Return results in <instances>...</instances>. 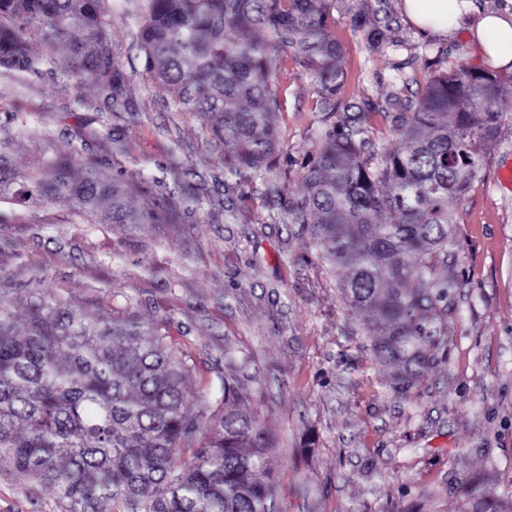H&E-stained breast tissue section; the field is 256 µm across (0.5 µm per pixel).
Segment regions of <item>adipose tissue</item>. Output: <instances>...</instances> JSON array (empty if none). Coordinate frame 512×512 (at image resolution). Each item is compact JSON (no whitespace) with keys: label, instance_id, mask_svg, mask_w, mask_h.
<instances>
[{"label":"adipose tissue","instance_id":"ef3b65f1","mask_svg":"<svg viewBox=\"0 0 512 512\" xmlns=\"http://www.w3.org/2000/svg\"><path fill=\"white\" fill-rule=\"evenodd\" d=\"M403 8L422 33L446 37L469 29L483 65L512 66V15L482 13L474 0H403Z\"/></svg>","mask_w":512,"mask_h":512}]
</instances>
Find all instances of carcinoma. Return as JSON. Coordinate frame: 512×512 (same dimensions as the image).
I'll list each match as a JSON object with an SVG mask.
<instances>
[{"mask_svg":"<svg viewBox=\"0 0 512 512\" xmlns=\"http://www.w3.org/2000/svg\"><path fill=\"white\" fill-rule=\"evenodd\" d=\"M112 0H0V69L23 81L44 68L95 83L103 98L98 134L121 107L107 27ZM331 0H137L146 70L176 88L172 109L191 112L224 150L226 171L248 180L270 171L279 149L278 65L258 32L298 60L335 121L305 167L302 195L283 218L308 225L324 261L344 270V297L379 330L376 358L398 366L404 388L431 360V321L448 298L437 258L452 242L448 200L481 180L486 147L502 130L500 75L458 60L392 116L402 141L375 151L369 110L338 108L344 84ZM236 32L225 36L226 29ZM38 30L42 50L31 52ZM370 50L397 48L388 24L366 32ZM81 153L15 165L0 140V203L58 197L88 224H171L187 199L136 201L118 175ZM190 355L138 314L107 319L52 292L17 321L0 289V457L30 492H53L59 512H271L274 439L241 406L235 376L213 398L191 401ZM471 512H512V499L464 490Z\"/></svg>","mask_w":512,"mask_h":512,"instance_id":"cac0c4a2","label":"carcinoma"}]
</instances>
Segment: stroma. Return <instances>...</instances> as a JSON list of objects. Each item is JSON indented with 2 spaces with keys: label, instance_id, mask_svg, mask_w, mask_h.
I'll list each match as a JSON object with an SVG mask.
<instances>
[{
  "label": "stroma",
  "instance_id": "stroma-1",
  "mask_svg": "<svg viewBox=\"0 0 512 512\" xmlns=\"http://www.w3.org/2000/svg\"><path fill=\"white\" fill-rule=\"evenodd\" d=\"M363 27H356L355 15ZM391 19L405 50L371 52L365 29ZM331 32L342 48L340 105H379L375 145L398 148L383 112L392 108L397 77L415 99L438 74L439 56L480 62L469 38L425 36L401 11V0H332ZM133 0L113 8L109 26L122 111L99 132L102 100L91 85L56 71L29 81L53 110L28 119L29 134L12 139L20 88L0 76V137L14 159H36L82 144L121 171L133 190L180 194L191 187L201 204L178 223L139 228L88 224L64 198L28 207L0 204V288L24 315L39 292L106 317L127 310L165 324L175 350L197 365L187 381L204 394L224 367L225 351L247 359L236 370L246 407L276 439L269 466L280 512H466L460 479L488 496L512 494V190L499 167L512 161V72L502 71L497 107L500 138L488 145L485 174L448 211L454 245L437 270L451 284L431 328L441 338L431 361L404 393L392 367L376 361L375 331L344 298L338 270L326 264L302 224L283 222L284 201L301 193L330 119L304 68L274 42L279 63L280 151L273 172L224 189V153L190 112H175L173 89L145 72ZM83 94L89 106L74 110ZM133 140L132 156L119 151ZM0 512H58L47 489L27 493L9 460L0 461Z\"/></svg>",
  "mask_w": 512,
  "mask_h": 512
}]
</instances>
